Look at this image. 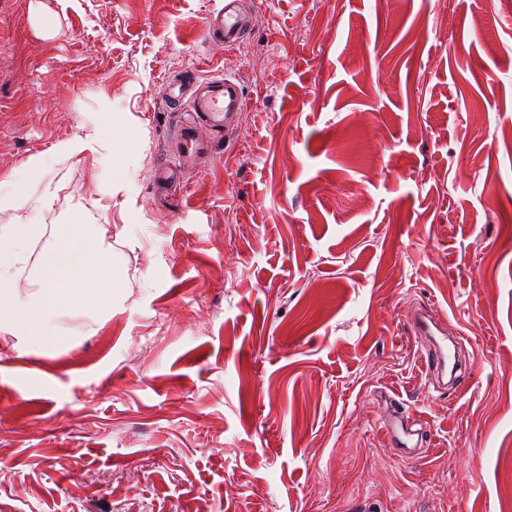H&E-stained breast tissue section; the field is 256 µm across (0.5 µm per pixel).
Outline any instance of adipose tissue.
<instances>
[{"label":"adipose tissue","instance_id":"adipose-tissue-1","mask_svg":"<svg viewBox=\"0 0 512 512\" xmlns=\"http://www.w3.org/2000/svg\"><path fill=\"white\" fill-rule=\"evenodd\" d=\"M119 286L108 253L97 248L86 225L59 231L41 258L40 289L24 306L22 318H13L6 300L13 293L8 279L0 276V327L10 326L35 342L50 340L55 315L72 307L111 312L120 302Z\"/></svg>","mask_w":512,"mask_h":512}]
</instances>
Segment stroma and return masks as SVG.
Wrapping results in <instances>:
<instances>
[{"label": "stroma", "instance_id": "35a3bbf8", "mask_svg": "<svg viewBox=\"0 0 512 512\" xmlns=\"http://www.w3.org/2000/svg\"><path fill=\"white\" fill-rule=\"evenodd\" d=\"M223 6L0 0V270L31 294L100 224L123 297L0 331V512H512V10L252 0L226 48ZM227 76L239 123L181 167L169 83ZM425 306L474 353L445 390ZM242 0H224V9L214 14L209 25L212 39L224 42V47L236 45L247 33V19L240 8ZM99 147H101V140L97 129L93 128L84 135L75 136L72 139L59 143L55 150L59 157L68 159L87 151L92 153L98 152Z\"/></svg>", "mask_w": 512, "mask_h": 512}]
</instances>
